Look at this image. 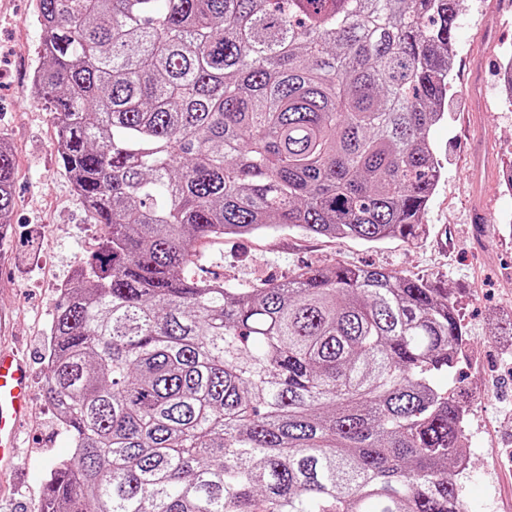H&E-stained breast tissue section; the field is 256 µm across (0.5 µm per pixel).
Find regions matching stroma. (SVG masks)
Returning a JSON list of instances; mask_svg holds the SVG:
<instances>
[{"label": "stroma", "instance_id": "35a3bbf8", "mask_svg": "<svg viewBox=\"0 0 512 512\" xmlns=\"http://www.w3.org/2000/svg\"><path fill=\"white\" fill-rule=\"evenodd\" d=\"M501 0H460L446 115L428 132L442 167L417 242L311 237L270 230L199 243L196 277L248 288L298 266L383 267L448 289L466 341L457 373L470 410L466 512H512V234L485 229L477 213L512 217V193L499 181L512 161V109L502 104L500 66L512 53V9ZM34 0H0V138L14 161L15 202L0 269V348H14L32 371L33 402L20 430V475L0 473V512H37L52 460L70 456L42 386L47 330L61 283L96 250L104 226L92 223L64 174L55 120L30 92L42 40Z\"/></svg>", "mask_w": 512, "mask_h": 512}]
</instances>
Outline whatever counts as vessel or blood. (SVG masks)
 <instances>
[{
  "label": "vessel or blood",
  "instance_id": "1",
  "mask_svg": "<svg viewBox=\"0 0 512 512\" xmlns=\"http://www.w3.org/2000/svg\"><path fill=\"white\" fill-rule=\"evenodd\" d=\"M30 375L25 362L13 352L0 351V460L13 465L18 426L28 411Z\"/></svg>",
  "mask_w": 512,
  "mask_h": 512
}]
</instances>
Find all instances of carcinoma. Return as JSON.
<instances>
[{
    "mask_svg": "<svg viewBox=\"0 0 512 512\" xmlns=\"http://www.w3.org/2000/svg\"><path fill=\"white\" fill-rule=\"evenodd\" d=\"M32 88L108 232L49 326L73 454L41 512H466L452 294L382 268L249 288L203 239H418L459 0H35ZM13 156L0 140V229Z\"/></svg>",
    "mask_w": 512,
    "mask_h": 512,
    "instance_id": "cac0c4a2",
    "label": "carcinoma"
}]
</instances>
